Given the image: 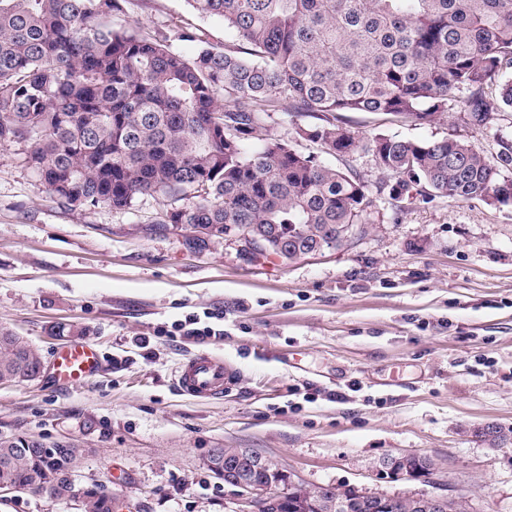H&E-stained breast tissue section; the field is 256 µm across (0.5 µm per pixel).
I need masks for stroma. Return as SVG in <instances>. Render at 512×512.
Instances as JSON below:
<instances>
[{
	"instance_id": "1",
	"label": "stroma",
	"mask_w": 512,
	"mask_h": 512,
	"mask_svg": "<svg viewBox=\"0 0 512 512\" xmlns=\"http://www.w3.org/2000/svg\"><path fill=\"white\" fill-rule=\"evenodd\" d=\"M123 25L150 32L192 24L231 42L221 21L186 0H127ZM487 126L450 110L421 126L351 112L361 140L451 137L496 161L512 143V111ZM159 196L131 208L62 205L36 182L24 147L0 143V325L44 362L30 382L0 381V435L83 450L81 487L104 485L130 512H238L213 474L215 448H246L310 486L385 496L464 498L469 512H512V204L373 196L369 222L339 250L292 263L252 257L236 237L198 241L156 225ZM199 319L215 334L173 333ZM95 347L98 372L53 378L74 337ZM233 374L222 398L179 392L175 371L201 353ZM317 389V400L292 386ZM496 429L499 440L487 436ZM415 454L432 482L386 477ZM0 512H85L82 499L17 492Z\"/></svg>"
}]
</instances>
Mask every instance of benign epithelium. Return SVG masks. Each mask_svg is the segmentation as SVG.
<instances>
[{
    "label": "benign epithelium",
    "mask_w": 512,
    "mask_h": 512,
    "mask_svg": "<svg viewBox=\"0 0 512 512\" xmlns=\"http://www.w3.org/2000/svg\"><path fill=\"white\" fill-rule=\"evenodd\" d=\"M223 459V467L215 468L224 483L234 488L241 512H271L288 492L306 493L304 486L293 480L271 459L247 449L236 448L226 454L220 448L211 452V459ZM386 473L395 479L429 481L434 471L432 460L420 455H400L388 458ZM406 501L425 512H445L448 497L425 495L408 497Z\"/></svg>",
    "instance_id": "benign-epithelium-1"
}]
</instances>
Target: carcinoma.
Wrapping results in <instances>:
<instances>
[{
  "label": "carcinoma",
  "mask_w": 512,
  "mask_h": 512,
  "mask_svg": "<svg viewBox=\"0 0 512 512\" xmlns=\"http://www.w3.org/2000/svg\"><path fill=\"white\" fill-rule=\"evenodd\" d=\"M127 0H0V142L61 203L114 209L161 196L162 224L237 235L254 255L293 262L339 249L373 200L353 173L324 164L265 123L288 104L318 120L297 134L348 161L362 148L396 182L389 196L512 204V144L492 164L466 141L377 134L363 144L346 114L429 124L452 103L487 123L486 89L512 110V0H187L234 41L196 27L146 35L114 23ZM175 42L197 45L186 57ZM0 326V379L32 380L40 356ZM82 450L32 457L0 436V482L74 498ZM310 488V512H368L353 488ZM87 512L112 500L86 492Z\"/></svg>",
  "instance_id": "cac0c4a2"
}]
</instances>
